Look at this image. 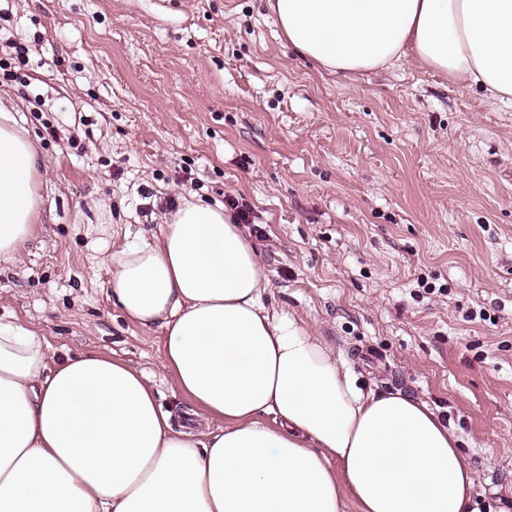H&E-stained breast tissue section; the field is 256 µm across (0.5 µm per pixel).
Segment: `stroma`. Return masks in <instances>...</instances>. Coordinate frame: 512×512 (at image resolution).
Returning a JSON list of instances; mask_svg holds the SVG:
<instances>
[{"label": "stroma", "mask_w": 512, "mask_h": 512, "mask_svg": "<svg viewBox=\"0 0 512 512\" xmlns=\"http://www.w3.org/2000/svg\"><path fill=\"white\" fill-rule=\"evenodd\" d=\"M1 38L18 79L0 102L35 145L42 196L19 260L0 261L1 320L56 361L123 359L183 424L161 330L108 297L112 235L151 239L172 196H237L258 217L267 304L361 387L447 420L479 492L512 512V103L410 51L330 74L268 0H0Z\"/></svg>", "instance_id": "1"}]
</instances>
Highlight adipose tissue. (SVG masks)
Returning a JSON list of instances; mask_svg holds the SVG:
<instances>
[{
    "mask_svg": "<svg viewBox=\"0 0 512 512\" xmlns=\"http://www.w3.org/2000/svg\"><path fill=\"white\" fill-rule=\"evenodd\" d=\"M290 46L348 77L412 48L512 101V0H272ZM38 156L0 105V260L41 206ZM131 323L165 334L161 364L204 436L175 429L145 375L99 353L52 360L0 322V512H488L456 434L426 403L363 390L325 337L269 307L254 242L224 207L184 203L111 256Z\"/></svg>",
    "mask_w": 512,
    "mask_h": 512,
    "instance_id": "obj_1",
    "label": "adipose tissue"
}]
</instances>
